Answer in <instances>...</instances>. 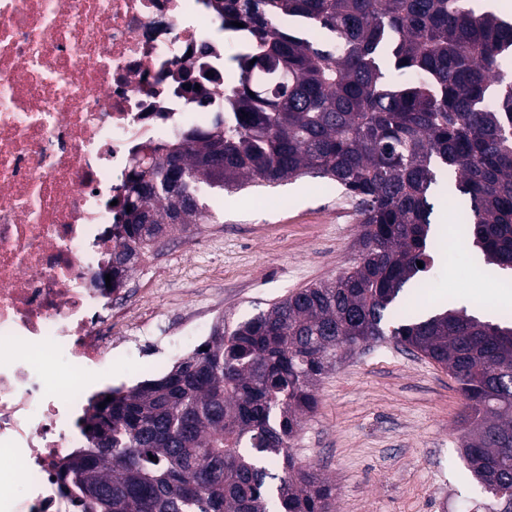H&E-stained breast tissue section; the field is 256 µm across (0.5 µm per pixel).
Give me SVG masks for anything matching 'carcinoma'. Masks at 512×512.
Here are the masks:
<instances>
[{"label":"carcinoma","instance_id":"obj_1","mask_svg":"<svg viewBox=\"0 0 512 512\" xmlns=\"http://www.w3.org/2000/svg\"><path fill=\"white\" fill-rule=\"evenodd\" d=\"M246 27L224 116L127 179L112 273L164 227L209 223L210 190L304 176L340 186L359 258L333 280L233 326L164 376L94 408L60 473L80 512H334L291 442L342 348L387 336L442 367L466 400L461 455L501 509L512 492V314L409 313L428 287L433 192L458 196L460 235L512 270V19L474 0H231ZM275 79L249 94L250 75ZM423 267H417V262Z\"/></svg>","mask_w":512,"mask_h":512}]
</instances>
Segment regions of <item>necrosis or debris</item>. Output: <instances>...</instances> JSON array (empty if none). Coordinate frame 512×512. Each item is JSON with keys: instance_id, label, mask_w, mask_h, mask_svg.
Segmentation results:
<instances>
[{"instance_id": "4bbe7bcc", "label": "necrosis or debris", "mask_w": 512, "mask_h": 512, "mask_svg": "<svg viewBox=\"0 0 512 512\" xmlns=\"http://www.w3.org/2000/svg\"><path fill=\"white\" fill-rule=\"evenodd\" d=\"M244 37L213 0H0V512H68L134 155L211 129Z\"/></svg>"}]
</instances>
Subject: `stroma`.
I'll return each mask as SVG.
<instances>
[{
	"instance_id": "obj_1",
	"label": "stroma",
	"mask_w": 512,
	"mask_h": 512,
	"mask_svg": "<svg viewBox=\"0 0 512 512\" xmlns=\"http://www.w3.org/2000/svg\"><path fill=\"white\" fill-rule=\"evenodd\" d=\"M214 221L174 229L129 274L134 324L101 370L128 388L180 348L186 325L249 318L336 276L358 254V216L336 185L304 177L210 194ZM424 304L512 310V276L473 247L442 245ZM318 406L294 456L334 486L336 512H486L488 496L461 456L465 400L448 371L384 341L338 355L317 384Z\"/></svg>"
}]
</instances>
